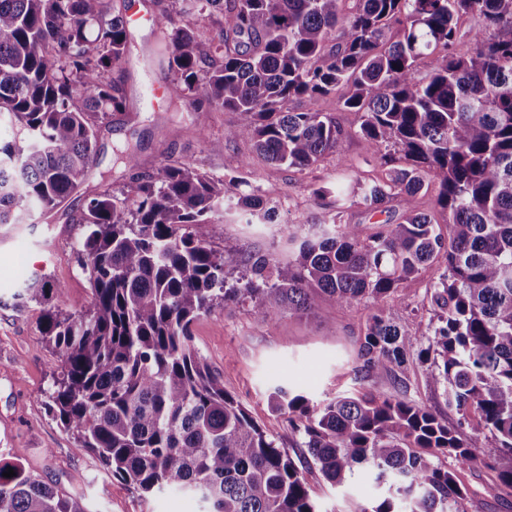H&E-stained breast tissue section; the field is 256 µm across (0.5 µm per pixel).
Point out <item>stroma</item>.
Here are the masks:
<instances>
[{"instance_id":"stroma-1","label":"stroma","mask_w":512,"mask_h":512,"mask_svg":"<svg viewBox=\"0 0 512 512\" xmlns=\"http://www.w3.org/2000/svg\"><path fill=\"white\" fill-rule=\"evenodd\" d=\"M132 6L146 20L130 30L132 53L123 72L125 107L100 122L96 162L83 189L47 220L19 224L0 234V450L44 480L82 495L90 512H200L195 498L179 492L142 495L112 477L95 454L76 450L71 433L45 403L60 359L43 338L41 307L33 303L15 308L13 293L20 285L43 277L56 287L55 302L77 312L88 308L91 286L76 254L82 227L67 223L66 216L81 211L86 197L100 190L103 177H110L116 190L128 180L129 171L116 162L118 149H135L139 169L146 173L158 171L166 159L174 158L221 176L227 159H247V166L237 172L241 190L247 193L252 185H260L262 196L277 208L278 223H244L231 205L208 227L212 248L220 252L226 243H233L243 263L264 253L287 261L292 249L282 223L311 224L320 219L325 206L314 196L315 188L344 174L378 177L383 169L359 136L358 113L343 109L336 93L314 102L294 98L288 103L293 112L314 109L329 115L341 130L336 150L301 171L268 164L249 138H227V131L237 123L235 113L194 112L177 99L151 101L144 94L146 85L167 88L172 81L155 63L158 46L150 22L155 10L152 0H132ZM212 140L223 142V150H211ZM443 270L438 261L426 265L400 284L391 304L400 318L418 324L427 343L437 325L430 291ZM369 313L366 301L339 305L322 298L309 316L283 313L259 319L248 306L231 304L202 316L191 328L192 344L201 359L223 378L225 392L294 460L319 512H354L357 506L373 502L378 488L365 469L356 473L349 486L337 488L308 466L300 433L270 401L275 387L302 391L317 402L371 391L414 401L449 427L460 426L457 412L448 407L441 387L429 379L415 351H408L404 365L390 372H358L356 355ZM468 441L475 458L460 473L474 492L468 512H512V496L491 490V475L483 465L495 446L491 435L472 433Z\"/></svg>"}]
</instances>
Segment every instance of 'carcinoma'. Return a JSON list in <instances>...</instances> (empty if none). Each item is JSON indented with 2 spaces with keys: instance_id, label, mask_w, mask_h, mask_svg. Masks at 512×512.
Wrapping results in <instances>:
<instances>
[{
  "instance_id": "cac0c4a2",
  "label": "carcinoma",
  "mask_w": 512,
  "mask_h": 512,
  "mask_svg": "<svg viewBox=\"0 0 512 512\" xmlns=\"http://www.w3.org/2000/svg\"><path fill=\"white\" fill-rule=\"evenodd\" d=\"M341 2L153 0L160 65L188 108L236 113L229 135L295 169L335 149L341 131L328 115L285 105L341 86L367 148H393L380 156L386 178L314 190L329 211L317 224L284 225L297 244L288 262L256 254L230 282L237 250L215 252L208 224L233 201L248 224L274 223L276 207L257 187L240 192L235 176L180 160L141 173L127 147L121 197L105 184L70 217L82 226L90 307L50 302L41 278L13 294L19 309L42 306L43 337L60 358L48 409L77 450L145 495L184 491L207 512H317L296 463L194 350L191 327L228 302L265 319L306 314L320 297L370 301L360 370L387 372L417 349L461 423L494 437L486 466L512 495V0H356L351 13ZM460 14L496 35L462 51ZM125 15L111 0H0V115L18 127L0 144V228L50 213L84 184L99 122L125 106ZM423 57L430 71L419 79ZM394 151L410 166H392ZM429 172L446 235L413 206ZM394 201L400 224L348 221L354 206L371 214ZM440 257L439 326L421 349L416 323L396 322L390 302L400 281ZM270 398L328 482L344 485L364 467L384 487L356 512H466L473 491L439 458L467 466L472 449L425 407L367 392L317 403L283 387ZM0 512L89 509L1 452Z\"/></svg>"
}]
</instances>
